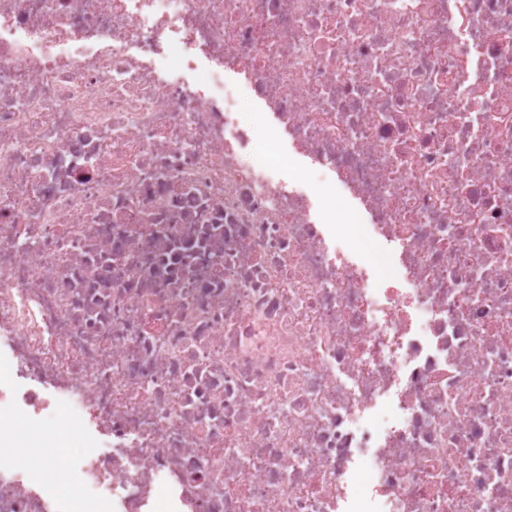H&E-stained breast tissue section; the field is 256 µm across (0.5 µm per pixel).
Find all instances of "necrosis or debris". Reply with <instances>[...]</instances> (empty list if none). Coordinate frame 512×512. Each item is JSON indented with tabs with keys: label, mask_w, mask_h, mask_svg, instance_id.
<instances>
[{
	"label": "necrosis or debris",
	"mask_w": 512,
	"mask_h": 512,
	"mask_svg": "<svg viewBox=\"0 0 512 512\" xmlns=\"http://www.w3.org/2000/svg\"><path fill=\"white\" fill-rule=\"evenodd\" d=\"M2 403L0 512H512V0H0ZM344 197L347 200V203L340 198ZM336 204H340L341 206H345L348 211L351 213L352 218H344L341 222L347 224H361L360 226V253L359 255L362 259H371L374 260L377 264L379 271L387 276L395 275L397 273V269L389 257V248L386 245L380 244L375 245L371 244L370 241V230L365 217L358 211L354 203L350 200V198L345 194V192L336 185ZM17 427L24 439L15 449L11 461L35 472L43 470L36 461L44 451L45 443L53 446L51 449L59 456L81 455L95 449L88 448L92 445L77 433L76 423L70 418L68 422L56 419L53 424L32 418L19 421Z\"/></svg>",
	"instance_id": "obj_1"
}]
</instances>
